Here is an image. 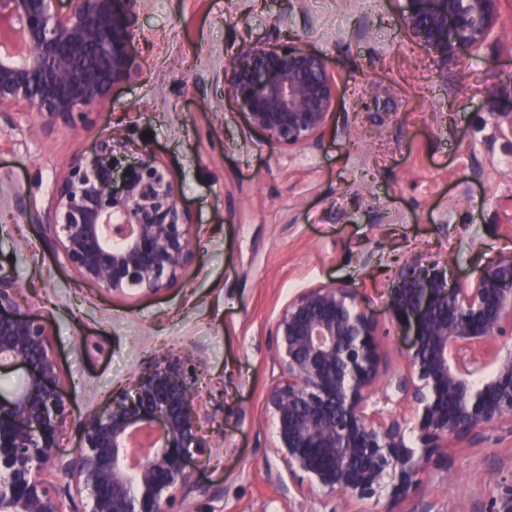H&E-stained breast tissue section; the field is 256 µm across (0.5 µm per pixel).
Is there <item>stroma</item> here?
Segmentation results:
<instances>
[{
  "mask_svg": "<svg viewBox=\"0 0 512 512\" xmlns=\"http://www.w3.org/2000/svg\"><path fill=\"white\" fill-rule=\"evenodd\" d=\"M402 0H143L139 70L77 129L0 120V265L44 321L67 408L57 456L75 458L81 421L134 375L169 359L193 369L203 446L192 463L211 498L196 512H473L512 475V439L442 449L400 502L387 494L282 499L266 405L279 374L272 333L288 299L335 283L355 293L382 355L377 388L406 370L411 338L387 312L412 257L449 282L512 258V134L488 112L512 103V0H500L478 56L437 65L401 23ZM279 34L323 55L338 87L318 149L273 145L224 95L246 42ZM499 86L497 100L487 91ZM122 131L124 163L153 151L196 218V259L155 294L118 298L79 279L32 217L70 158Z\"/></svg>",
  "mask_w": 512,
  "mask_h": 512,
  "instance_id": "35a3bbf8",
  "label": "stroma"
}]
</instances>
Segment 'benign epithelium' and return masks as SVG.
Returning a JSON list of instances; mask_svg holds the SVG:
<instances>
[{"label": "benign epithelium", "instance_id": "benign-epithelium-1", "mask_svg": "<svg viewBox=\"0 0 512 512\" xmlns=\"http://www.w3.org/2000/svg\"><path fill=\"white\" fill-rule=\"evenodd\" d=\"M401 22L439 62L479 53L499 0H404ZM140 0H0V118L12 126L36 113L75 128L137 74L132 45ZM224 96L248 126L275 145L318 148L336 102L325 58L272 34L242 45L224 69ZM112 138L91 158L73 156L37 223L81 279L125 297L175 286L195 258L190 211L152 153L116 175ZM21 288L0 265V369L23 367L25 386L0 391V512H66L48 475L86 500L87 512H170L196 493L190 449L201 447L192 377L180 362L138 376L111 403L87 414L75 458L55 454L66 411L46 326L18 302ZM389 316L410 329L406 372L381 396L372 319L352 291L302 290L275 325L280 376L267 407L285 492L325 500L389 492L398 500L436 449L512 437V260L491 261L448 286V269L415 257L390 285ZM413 406L418 446L387 407ZM476 512H512V476Z\"/></svg>", "mask_w": 512, "mask_h": 512}]
</instances>
